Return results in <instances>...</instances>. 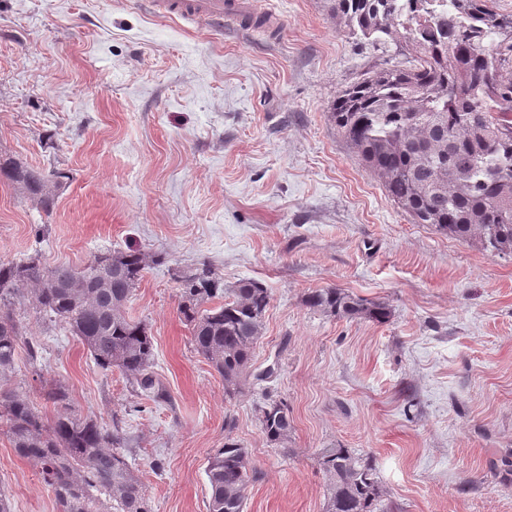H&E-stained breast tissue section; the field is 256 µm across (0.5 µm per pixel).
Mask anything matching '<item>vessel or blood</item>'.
Listing matches in <instances>:
<instances>
[{"label": "vessel or blood", "mask_w": 512, "mask_h": 512, "mask_svg": "<svg viewBox=\"0 0 512 512\" xmlns=\"http://www.w3.org/2000/svg\"><path fill=\"white\" fill-rule=\"evenodd\" d=\"M152 13L215 30L236 22L248 27L258 19L257 0H148Z\"/></svg>", "instance_id": "obj_1"}]
</instances>
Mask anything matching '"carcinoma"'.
Returning <instances> with one entry per match:
<instances>
[{"mask_svg":"<svg viewBox=\"0 0 512 512\" xmlns=\"http://www.w3.org/2000/svg\"><path fill=\"white\" fill-rule=\"evenodd\" d=\"M336 20L355 37L394 43L407 64L366 73L342 89L330 119L356 156L416 224L451 239L512 254V13L496 0H331ZM70 179L61 169L23 166L0 156V181L17 186L50 212L57 190ZM153 262L128 248L93 255L82 268L48 267L36 256L0 262V380L7 379L24 339L13 310L23 299L61 324L98 366L117 368L132 391L156 403L170 399L153 371L149 328L124 305ZM179 312L192 344L235 397L251 376L253 356L270 295L254 280L224 287V278L200 261L174 273ZM220 300L214 307L206 304ZM304 304L324 314L388 321L383 302L342 288L308 293ZM56 415L46 423L36 402L0 391V422L15 453L36 464L54 494L57 512H151L144 487L126 456L120 421L112 430L69 410L68 393L44 386ZM259 421L268 443L285 447L288 408L267 400ZM324 478V512H388L372 457L350 448H324L317 456ZM209 512H244L254 478L248 449L227 436L205 469Z\"/></svg>","mask_w":512,"mask_h":512,"instance_id":"obj_1","label":"carcinoma"}]
</instances>
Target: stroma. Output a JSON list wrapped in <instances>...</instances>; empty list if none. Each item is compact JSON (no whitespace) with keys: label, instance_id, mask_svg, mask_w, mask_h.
<instances>
[{"label":"stroma","instance_id":"stroma-1","mask_svg":"<svg viewBox=\"0 0 512 512\" xmlns=\"http://www.w3.org/2000/svg\"><path fill=\"white\" fill-rule=\"evenodd\" d=\"M277 38L150 13L146 0H0V154L69 173L52 212L0 182V261L40 252L158 255L125 305L154 341L170 404L134 396L62 326L14 312L39 358L7 386L121 421L152 512H208L209 455L233 435L256 471L245 512H323L322 449L373 457L393 512H512V255L413 223L329 119L338 92L395 46L349 35L330 0H262ZM209 262L270 293L254 380L235 398L194 349L175 269ZM342 288L390 320L304 306ZM283 402L286 447L257 407ZM233 431H226V421ZM13 512H57L39 469L0 431Z\"/></svg>","mask_w":512,"mask_h":512}]
</instances>
